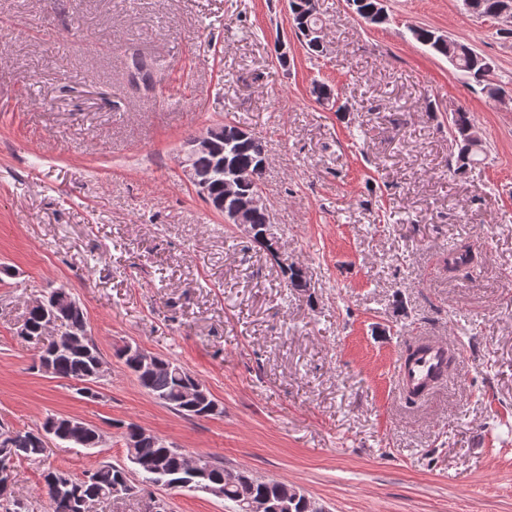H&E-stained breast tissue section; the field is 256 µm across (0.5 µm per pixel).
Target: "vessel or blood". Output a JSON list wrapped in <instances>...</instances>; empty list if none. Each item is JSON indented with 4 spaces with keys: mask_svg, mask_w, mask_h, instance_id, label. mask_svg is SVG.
Listing matches in <instances>:
<instances>
[{
    "mask_svg": "<svg viewBox=\"0 0 512 512\" xmlns=\"http://www.w3.org/2000/svg\"><path fill=\"white\" fill-rule=\"evenodd\" d=\"M450 350L446 341L421 340L414 355H400L394 365L398 384L412 393H424L448 370Z\"/></svg>",
    "mask_w": 512,
    "mask_h": 512,
    "instance_id": "b4317fda",
    "label": "vessel or blood"
}]
</instances>
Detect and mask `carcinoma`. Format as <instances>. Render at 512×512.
<instances>
[{
	"mask_svg": "<svg viewBox=\"0 0 512 512\" xmlns=\"http://www.w3.org/2000/svg\"><path fill=\"white\" fill-rule=\"evenodd\" d=\"M349 2L354 13L370 24L379 25L387 20L386 15L381 13L379 0ZM505 3L512 6V0H471L472 12L491 19ZM288 8L296 35L305 44L308 54L322 55L324 50L315 43V37L312 36L313 31L326 27L321 15L313 11L310 0H288ZM410 33L416 41L448 59L455 69L463 72L487 97L492 98L501 90L493 79L492 62L470 46L456 41L450 43L443 35L431 29L412 28ZM132 65L138 78L145 83L152 81L153 61L135 56ZM222 128L225 134L223 152L198 153L194 167L212 182L214 208L230 210L238 203L239 196L252 192L253 183L262 181V154L266 152V145L251 133L240 138L233 137V131L238 128L235 122H226ZM448 133L454 159L450 171L463 176L479 164V157L484 153L483 140L471 112L464 108L452 112ZM226 167L237 168L247 177L245 184L234 195L224 192L223 173ZM473 267L474 260L468 247L455 245L448 248V270L469 273ZM281 271L288 287L299 291L309 287L308 279L301 269L291 264L281 266ZM43 300V305L29 308L20 336L28 342L40 344L38 353L51 364L56 377L75 381L90 376L102 362L101 352L92 336L81 335L77 343L68 345L61 343L62 335L58 334L48 344H43L50 323L57 332L64 326L70 330L87 326L82 307L74 298L68 303L58 300L55 288L43 296ZM116 355L135 376L142 389L181 415L202 419L224 412L223 406L208 389L180 364L156 355L152 366L143 367L138 360V348L127 345L118 349ZM50 420L56 428V440L63 444L96 448L102 442L99 433L73 434L69 427V417L52 416ZM122 438L126 456L123 464L101 462L80 475L51 464L44 468L42 477L50 512H86L94 502L112 498L116 484L123 478L128 482L129 492L159 484L194 490L209 487L212 495H220L231 503L232 512H246L241 499V491L244 489L257 497L271 499L281 506L280 512H323L322 507L300 491L287 495V484L283 482L258 479L245 472L229 481L224 477V464L211 457H199L201 471L196 474L190 470V456L139 425H126ZM46 452L47 448L39 445L38 431L13 432V436L0 441V481L9 478L10 462L13 459L25 458L43 463Z\"/></svg>",
	"mask_w": 512,
	"mask_h": 512,
	"instance_id": "cac0c4a2",
	"label": "carcinoma"
}]
</instances>
